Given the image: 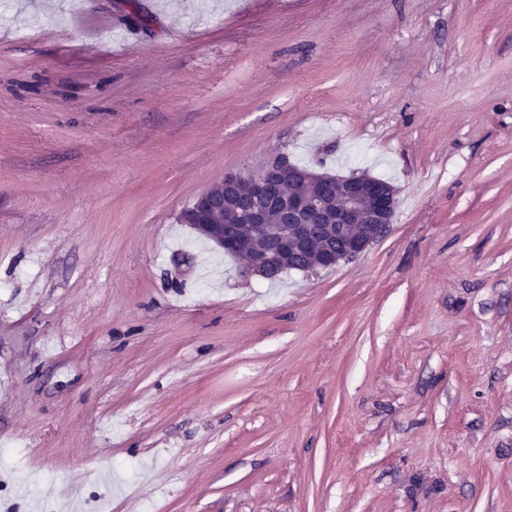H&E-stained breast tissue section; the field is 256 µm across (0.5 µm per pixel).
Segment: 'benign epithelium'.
Listing matches in <instances>:
<instances>
[{"label":"benign epithelium","mask_w":512,"mask_h":512,"mask_svg":"<svg viewBox=\"0 0 512 512\" xmlns=\"http://www.w3.org/2000/svg\"><path fill=\"white\" fill-rule=\"evenodd\" d=\"M285 178L294 186L287 195L281 193ZM396 209L394 189L376 179H332L282 160L268 165L258 178L224 174L184 210L182 218L225 250L248 256L242 272L259 276L273 259L309 251L316 225L343 243L324 248L318 267L349 263L381 238ZM226 212L245 224L265 227L266 247L253 249L233 224L212 223Z\"/></svg>","instance_id":"7a95c632"}]
</instances>
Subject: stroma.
<instances>
[{"label":"stroma","mask_w":512,"mask_h":512,"mask_svg":"<svg viewBox=\"0 0 512 512\" xmlns=\"http://www.w3.org/2000/svg\"><path fill=\"white\" fill-rule=\"evenodd\" d=\"M0 0V512H512V0ZM389 182L356 261L180 222ZM287 177L294 189L288 194V184L284 185L283 191L288 195H283L281 182ZM330 177L292 167L286 160L268 165L258 178L227 173L205 189L184 210L182 218L226 251L249 254L242 268L245 275L261 276L274 258L309 251L311 230L318 241L325 240L322 230L335 238L334 245L322 250L316 265L334 268L357 259L381 238L388 224L394 221L397 200L394 189L386 185L389 183L385 180L378 179L386 184L364 177ZM312 183L320 185L317 193L309 190ZM331 198L336 199L335 208L328 206ZM272 210L279 212L282 224H268ZM224 212L245 223L241 224V232L247 236H252L253 232L247 224L265 227L266 247L254 250L249 240L237 235V224H212L213 218L224 217ZM351 224L361 225L356 234L350 233ZM280 225L286 227L283 229ZM336 241L344 245L336 247ZM293 258L296 262L292 265L275 260L268 279L275 280L285 270H309L310 263L314 262L307 253Z\"/></svg>","instance_id":"35a3bbf8"}]
</instances>
